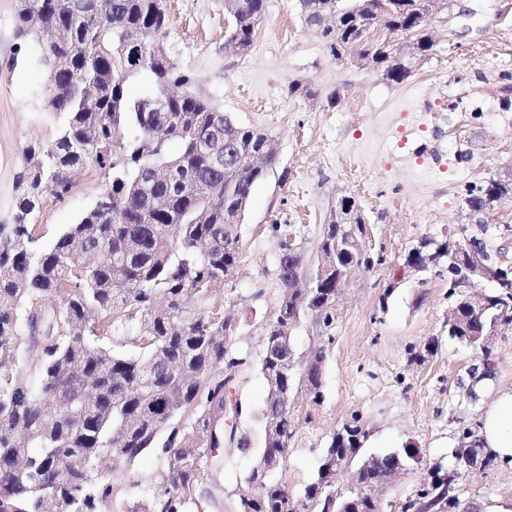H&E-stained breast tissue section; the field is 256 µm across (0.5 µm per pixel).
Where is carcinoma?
Listing matches in <instances>:
<instances>
[{"mask_svg":"<svg viewBox=\"0 0 512 512\" xmlns=\"http://www.w3.org/2000/svg\"><path fill=\"white\" fill-rule=\"evenodd\" d=\"M351 12L322 22L333 0H299L307 25L331 53L368 60L384 78L404 83L414 64L434 49L432 36L406 3L392 6L391 25L408 36L415 56L396 58L382 39L362 41L359 25L386 0H344ZM224 40L252 43L266 0H239ZM20 39L37 40L49 72L44 109L61 118L55 138L28 147L18 174L13 222L0 224V512H385L372 488L403 470L397 453L361 457L370 438L353 414L321 448L317 479L303 493L272 480L260 465L287 470L288 450L305 439L312 411L325 403L324 365L336 328V268L297 288L303 272L299 243L280 235L278 293L259 325V360L236 343L243 324L224 315V284L238 271L242 225L256 183L278 163L265 131L235 123L206 99L176 87L189 79L164 48L169 19L161 0H17ZM90 66L88 87L69 73ZM148 90L134 96L128 82L141 74ZM230 148L259 162L226 186L219 155ZM95 170L110 184L93 208L42 244L34 223L45 193L60 200L76 186L74 172ZM494 181L468 200L479 211L492 203ZM324 225L316 250L339 266L371 271L386 257H360L343 246L365 232ZM451 236L423 239L404 264L430 254L448 257ZM481 310L459 288L448 335L471 347L483 364L471 378L491 376V322L512 327V271ZM306 320L309 348L295 351L292 333ZM256 371L266 385L260 409L240 404L239 417L263 432L244 488L230 495L216 482L226 452L251 450L246 425L228 433L214 409L224 408L228 383ZM301 400L309 411L300 416ZM466 447L455 463L429 465L395 512H469L458 487L466 465L497 466L462 428ZM221 448L223 453L212 451ZM146 453L161 468L142 480L133 472ZM347 477L336 494V470Z\"/></svg>","mask_w":512,"mask_h":512,"instance_id":"1","label":"carcinoma"}]
</instances>
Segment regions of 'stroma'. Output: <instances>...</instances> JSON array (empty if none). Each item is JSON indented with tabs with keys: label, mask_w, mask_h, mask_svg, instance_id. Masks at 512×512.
<instances>
[{
	"label": "stroma",
	"mask_w": 512,
	"mask_h": 512,
	"mask_svg": "<svg viewBox=\"0 0 512 512\" xmlns=\"http://www.w3.org/2000/svg\"><path fill=\"white\" fill-rule=\"evenodd\" d=\"M458 5L465 15L435 19L431 55L397 85L333 56L297 0H266L251 46L238 53L224 49V0H163L165 43L189 90L237 122L266 129L279 158L253 189L240 270L224 287L227 313L246 321L266 307L257 289L275 296L272 225H287L313 253L340 197H352L369 224L367 248L388 257L342 287L326 402L310 426L323 443L357 412L371 431L366 454L418 449L383 487L386 504L413 491L422 463L452 465L461 427L480 420L495 388L512 386L511 330L494 339L492 389L467 397L463 386L478 357L448 335L447 275L423 282L402 268L421 238L462 228L512 266V197L481 212L467 204L489 179L512 171V100L501 91L512 75V0ZM15 9L16 0H0V224L12 221L26 148L58 126L42 106L40 49L19 43ZM105 184L103 174L83 172L69 197H46L36 218L46 240L92 208ZM432 341L437 350L424 364H407V347ZM461 494L472 512H512V467L471 470Z\"/></svg>",
	"instance_id": "stroma-1"
}]
</instances>
